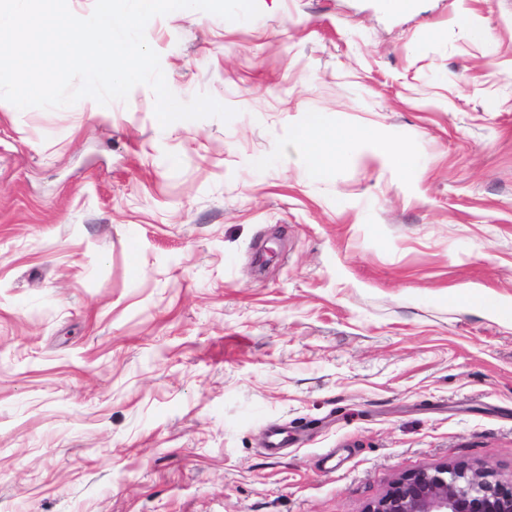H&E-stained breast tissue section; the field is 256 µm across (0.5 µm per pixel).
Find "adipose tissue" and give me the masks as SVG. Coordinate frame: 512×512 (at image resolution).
<instances>
[{
	"instance_id": "ef3b65f1",
	"label": "adipose tissue",
	"mask_w": 512,
	"mask_h": 512,
	"mask_svg": "<svg viewBox=\"0 0 512 512\" xmlns=\"http://www.w3.org/2000/svg\"><path fill=\"white\" fill-rule=\"evenodd\" d=\"M358 138V133L329 123L320 112L309 113L298 134L309 163L318 169L342 162Z\"/></svg>"
}]
</instances>
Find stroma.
Instances as JSON below:
<instances>
[{
    "instance_id": "stroma-1",
    "label": "stroma",
    "mask_w": 512,
    "mask_h": 512,
    "mask_svg": "<svg viewBox=\"0 0 512 512\" xmlns=\"http://www.w3.org/2000/svg\"><path fill=\"white\" fill-rule=\"evenodd\" d=\"M257 4L146 26L230 120L161 126L146 85L0 99V512H365L445 462L512 476V315L483 304L512 306V0ZM312 112L367 138L312 169Z\"/></svg>"
}]
</instances>
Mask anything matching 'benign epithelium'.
Instances as JSON below:
<instances>
[{"label": "benign epithelium", "instance_id": "benign-epithelium-1", "mask_svg": "<svg viewBox=\"0 0 512 512\" xmlns=\"http://www.w3.org/2000/svg\"><path fill=\"white\" fill-rule=\"evenodd\" d=\"M365 512H512V478L443 463L395 479Z\"/></svg>", "mask_w": 512, "mask_h": 512}]
</instances>
